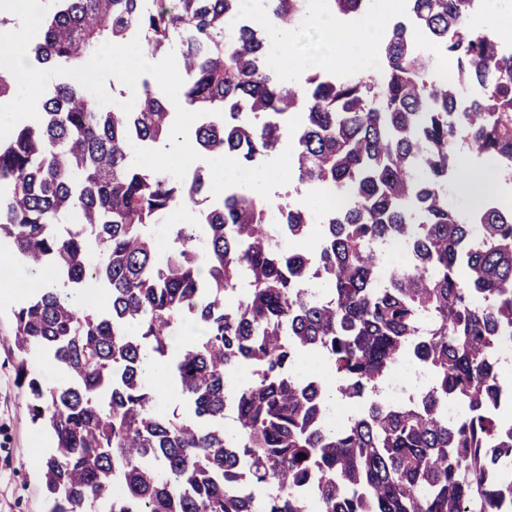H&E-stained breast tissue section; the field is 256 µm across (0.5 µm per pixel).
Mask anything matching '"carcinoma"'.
<instances>
[{
	"mask_svg": "<svg viewBox=\"0 0 512 512\" xmlns=\"http://www.w3.org/2000/svg\"><path fill=\"white\" fill-rule=\"evenodd\" d=\"M306 2L264 0L271 27L296 28ZM326 2L356 16L367 0ZM407 2L433 52L399 21L378 49L383 75L299 86L236 22L242 0H53L41 13L26 64L78 67L136 37L152 58L174 52L183 104L209 113L203 150L256 167L281 143L269 116L299 113L291 181L346 199L314 217L227 193L201 223L168 225L162 253L154 225L195 208L205 181L134 167L132 146L169 139L175 113L147 78L128 114L51 79L39 119L0 140V249L53 272L12 332L18 383L53 439L38 465L48 512H493L512 498V385L495 358L512 338V206L462 212L447 192L462 148L512 181V51L468 25L471 0ZM440 52L452 82L435 76ZM391 244L413 261L385 265ZM87 288L106 290L105 309L79 306ZM311 353L330 379L297 370ZM36 354L63 380H41ZM403 362L427 381L387 402ZM154 363L187 413L158 411ZM332 389L358 412L333 416Z\"/></svg>",
	"mask_w": 512,
	"mask_h": 512,
	"instance_id": "carcinoma-1",
	"label": "carcinoma"
}]
</instances>
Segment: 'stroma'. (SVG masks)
<instances>
[{
  "label": "stroma",
  "mask_w": 512,
  "mask_h": 512,
  "mask_svg": "<svg viewBox=\"0 0 512 512\" xmlns=\"http://www.w3.org/2000/svg\"><path fill=\"white\" fill-rule=\"evenodd\" d=\"M244 15L250 24L266 36L268 57L272 68L290 84L305 83L313 75L324 78L350 72L359 75L380 72L382 60L376 49L385 41L395 22L406 20V0H393L388 11H381L378 0H369L365 18H376V32L370 43L351 45L335 53L331 60L321 57V28L319 20L325 17L324 0H310L309 16L292 36L293 49L305 60L303 68L289 69L280 57L274 36L269 33L267 17L261 0H245ZM0 264L10 271L11 286L0 294V512H45L44 487L31 457H39L53 446L51 436L40 431L32 422L28 402L16 382L17 355L11 342L13 310L27 300L35 288L48 281L47 273H33L10 255L0 256Z\"/></svg>",
  "instance_id": "stroma-1"
}]
</instances>
